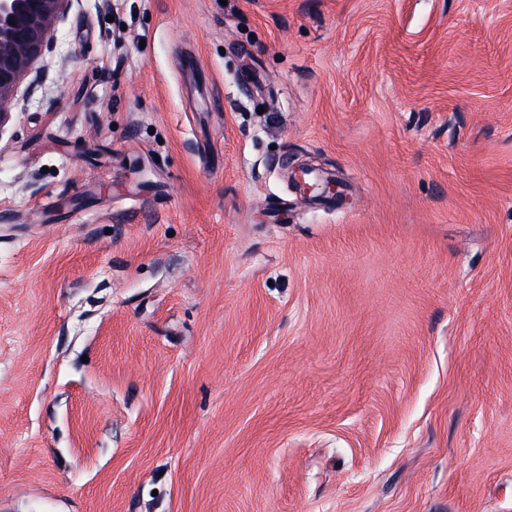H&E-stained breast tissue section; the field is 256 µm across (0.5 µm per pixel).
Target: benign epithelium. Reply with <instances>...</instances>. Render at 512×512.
<instances>
[{
    "label": "benign epithelium",
    "mask_w": 512,
    "mask_h": 512,
    "mask_svg": "<svg viewBox=\"0 0 512 512\" xmlns=\"http://www.w3.org/2000/svg\"><path fill=\"white\" fill-rule=\"evenodd\" d=\"M76 0H0V135L13 120L18 94L57 46V26ZM15 25H10L9 20Z\"/></svg>",
    "instance_id": "7a95c632"
}]
</instances>
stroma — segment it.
Here are the masks:
<instances>
[{"label": "stroma", "mask_w": 512, "mask_h": 512, "mask_svg": "<svg viewBox=\"0 0 512 512\" xmlns=\"http://www.w3.org/2000/svg\"><path fill=\"white\" fill-rule=\"evenodd\" d=\"M58 29L0 137V512H512V0Z\"/></svg>", "instance_id": "obj_1"}]
</instances>
